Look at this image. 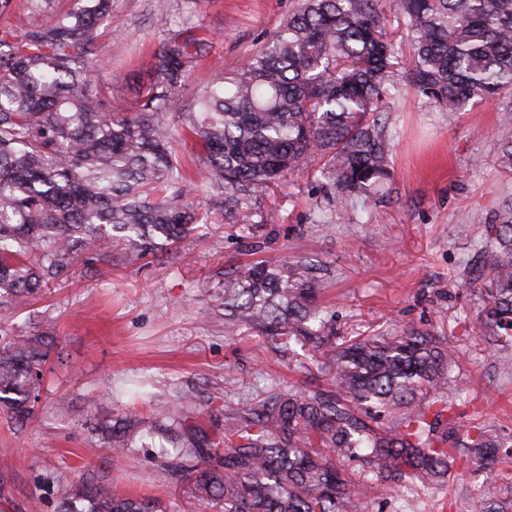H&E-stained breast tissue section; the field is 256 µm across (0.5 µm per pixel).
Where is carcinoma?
I'll list each match as a JSON object with an SVG mask.
<instances>
[{
    "instance_id": "carcinoma-1",
    "label": "carcinoma",
    "mask_w": 512,
    "mask_h": 512,
    "mask_svg": "<svg viewBox=\"0 0 512 512\" xmlns=\"http://www.w3.org/2000/svg\"><path fill=\"white\" fill-rule=\"evenodd\" d=\"M411 53L413 87L444 112L512 88V0H393ZM26 30L0 27V307L17 306L63 279L79 246L103 257L114 240L141 259L173 247L200 222L187 203L181 147L198 145L205 191L224 210L247 212L287 175L316 172L336 206L356 213L389 196L400 88L382 0H300L269 45L220 72L191 100L180 94L208 42L186 22L155 54V78L136 108L114 112L100 91V27L112 0H28ZM499 150L512 164V106ZM181 121L175 132L170 117ZM488 254L483 313L498 359L512 369V204L479 241ZM315 265L238 263L224 273V332L245 328L273 349L294 341L322 351L329 383L272 387L245 405L224 404V425L194 417L204 395L182 387L103 427L112 456L157 433L175 454L154 464L224 512H361L360 500L402 477L438 486L455 460L512 459V432L459 422V352L431 331L406 329L340 340L320 305ZM50 345L30 333L0 344V409L24 424L33 413ZM358 462L360 485L341 463ZM56 512H163L160 500L118 492L91 476L63 488Z\"/></svg>"
}]
</instances>
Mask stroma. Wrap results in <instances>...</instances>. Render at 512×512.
Returning a JSON list of instances; mask_svg holds the SVG:
<instances>
[{
  "label": "stroma",
  "mask_w": 512,
  "mask_h": 512,
  "mask_svg": "<svg viewBox=\"0 0 512 512\" xmlns=\"http://www.w3.org/2000/svg\"><path fill=\"white\" fill-rule=\"evenodd\" d=\"M298 0H112V22L100 45L111 61L100 81L113 111L132 106L154 77L163 39L160 19L202 24L208 43L182 91L192 97L217 68L236 69L259 50ZM401 96L390 119L400 130L392 157L388 205L367 208L361 223L315 224L313 206L327 190L314 169L287 176L253 209L252 235L241 237L223 204L201 195L208 176L197 149L185 147L187 189L200 206L201 229L158 258L130 261L115 243L104 261L77 264L62 283L19 307L0 308V326L53 336V368L27 424L0 410V512H28L40 498L55 512L60 488L91 471L127 493L159 498L167 512H223L221 502L196 497L190 482L158 487L154 463L172 448L158 439L120 462L94 426L137 407L151 420L149 401L174 386L217 393L199 419L222 418L225 402L243 404L267 389H304L320 374L311 349L279 352L255 336L226 338L215 318L217 273L240 261L308 256L323 266V303L337 336L405 328L445 336L462 358L461 422L512 430V373L487 343L483 301L465 289L466 272L485 259L473 247L485 225L512 201V169L499 159L500 98L468 112L446 113L395 75ZM486 473L456 464L438 488L397 485L362 502V512H400L408 497L422 512H488L478 494Z\"/></svg>",
  "instance_id": "35a3bbf8"
}]
</instances>
